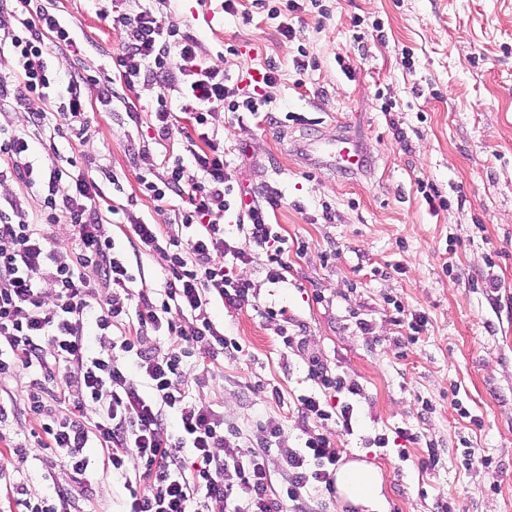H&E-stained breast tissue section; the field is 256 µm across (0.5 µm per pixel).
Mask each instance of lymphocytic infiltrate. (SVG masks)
<instances>
[{
    "label": "lymphocytic infiltrate",
    "mask_w": 512,
    "mask_h": 512,
    "mask_svg": "<svg viewBox=\"0 0 512 512\" xmlns=\"http://www.w3.org/2000/svg\"><path fill=\"white\" fill-rule=\"evenodd\" d=\"M5 12L19 20L15 30L0 34V58L15 64L13 80L0 77V106L47 101L60 89L67 98L57 111L29 113L25 128L0 126V178L38 187L41 198L34 217L17 199L0 208V384L27 376L22 406L0 397V424L19 409L31 421L39 452L50 454L53 467L67 476L43 496L13 484L17 512H72L75 496L92 497L86 474L97 466L124 476L127 512H317L309 493H333L341 450L310 424L337 414L343 430L352 432V406L329 404L325 396L355 395L358 387L309 357L308 376L319 390L298 398L309 430L303 448L289 450L278 483L264 459L278 444L282 423L266 420L264 438L242 446L238 428L184 388L191 368L239 348L208 312L212 300L235 307L251 293L236 265L251 263L258 248L268 281L282 282L288 271V239L267 212L280 193L269 189L263 205L247 200L246 190L226 174L223 142L206 130L215 108L256 113L267 99L228 84L223 69L200 60L190 36L148 7L113 18L124 43L111 56L112 80L103 83L56 64L76 41L72 22L53 0H0ZM146 80L161 89L150 113L158 138L178 130L171 91L193 102L197 133L188 157H146L139 175L143 195L179 200L174 228L129 220L134 251L166 259L164 286L155 292L134 289L141 272L104 222L99 178L58 167L42 171L29 155L27 134L31 127L61 132L83 123L92 95L104 105L123 103L128 117L140 121L131 94ZM232 211L239 220L230 230L224 220ZM59 224L68 228L67 238L46 234V227ZM236 233L243 245L233 242ZM160 332L166 344L146 347L147 337ZM93 448L101 449V458L90 456ZM239 486L249 490L246 500L236 498Z\"/></svg>",
    "instance_id": "obj_1"
}]
</instances>
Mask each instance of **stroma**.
<instances>
[{
    "instance_id": "35a3bbf8",
    "label": "stroma",
    "mask_w": 512,
    "mask_h": 512,
    "mask_svg": "<svg viewBox=\"0 0 512 512\" xmlns=\"http://www.w3.org/2000/svg\"><path fill=\"white\" fill-rule=\"evenodd\" d=\"M141 5L56 0L75 25L81 72L111 77L122 44L101 9ZM151 7L226 77L269 61L279 71L262 89L271 120L219 108L208 129L224 141L232 182L259 199L267 187L280 191L270 221L289 239L290 269L285 281L268 282L260 251L237 266L253 296L235 309L214 303L211 313L241 350L190 386L191 396L223 413L246 446L279 418L284 433L265 458L278 478L288 450L306 440L297 398L316 389L307 361L317 355L360 393L339 396L354 406L352 434L332 419L313 428L343 457L380 468L386 512H441L447 501L458 512H512V0H319L289 14L291 40L250 0L234 13L222 0ZM86 113L83 140L34 130V152L47 166L73 159L115 173L124 187L115 201L156 219L139 191L138 151L182 155L185 138L155 139L118 102L89 100ZM340 133L365 145L362 173L306 155ZM51 142L58 156L47 154ZM422 181L446 207H429ZM264 307L287 308L303 346L284 348L282 324L262 317ZM400 311L426 317L418 338L396 325ZM405 430L418 442L405 441ZM432 449L439 462L430 467ZM483 457L490 467L478 466ZM94 482L78 512H121L123 478L99 472Z\"/></svg>"
}]
</instances>
